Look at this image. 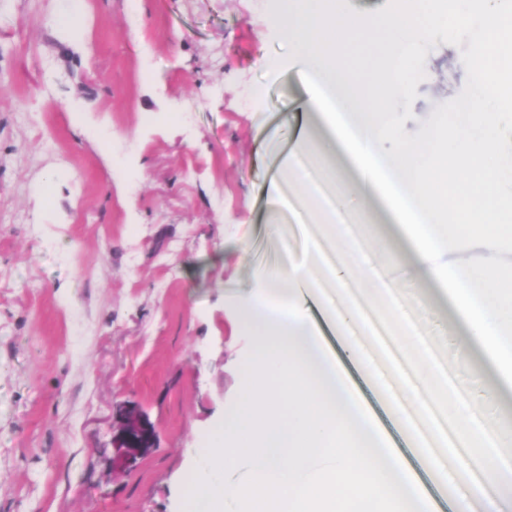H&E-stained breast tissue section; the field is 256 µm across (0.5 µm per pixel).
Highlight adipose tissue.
<instances>
[{
	"label": "adipose tissue",
	"mask_w": 512,
	"mask_h": 512,
	"mask_svg": "<svg viewBox=\"0 0 512 512\" xmlns=\"http://www.w3.org/2000/svg\"><path fill=\"white\" fill-rule=\"evenodd\" d=\"M491 29L489 58L465 59L468 69L497 81L512 65V0H483ZM441 23L431 11L394 10L379 28L359 19L351 0H279L273 24L305 78L307 104L321 113L324 136L313 151L342 149L356 178L325 192L307 172L302 152L288 159V178L308 198L315 227L303 230L305 257L257 277L247 328L257 337L245 386L224 421L213 425L201 468L183 483L186 512H349L359 500L386 502L391 512H429L403 452L377 432L357 394L313 323L322 305L330 323L350 338L363 320L351 282H381L358 238L337 217L357 194L382 197L410 253L414 271L449 300L463 330L458 352H481L499 387L512 393V290L497 275L512 266V113L466 96L458 109L468 123L444 113L434 137L407 139L394 106L405 83L393 76L417 57ZM400 352L395 425H428L445 447L512 453V425L485 427L396 302L385 301ZM454 400L452 430L437 419L439 403ZM248 463L249 480L233 472Z\"/></svg>",
	"instance_id": "obj_1"
}]
</instances>
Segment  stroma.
Instances as JSON below:
<instances>
[{"instance_id":"1","label":"stroma","mask_w":512,"mask_h":512,"mask_svg":"<svg viewBox=\"0 0 512 512\" xmlns=\"http://www.w3.org/2000/svg\"><path fill=\"white\" fill-rule=\"evenodd\" d=\"M62 2L0 0V512H184L183 476L247 381L256 276L301 255L305 213L271 197L312 130L306 90L269 24L275 0H145L135 21L128 0H85L79 38L55 22ZM437 6L445 32L400 109L415 139L485 83L462 64L489 47L482 0ZM366 255L407 312L427 300L414 324L486 422L512 415L400 247ZM314 321L439 512H512L481 447L439 487L388 416L392 377ZM120 402L158 430L128 474L112 470Z\"/></svg>"}]
</instances>
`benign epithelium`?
<instances>
[{
    "label": "benign epithelium",
    "instance_id": "obj_1",
    "mask_svg": "<svg viewBox=\"0 0 512 512\" xmlns=\"http://www.w3.org/2000/svg\"><path fill=\"white\" fill-rule=\"evenodd\" d=\"M157 441L155 425L137 406L124 403L112 408V468L133 471Z\"/></svg>",
    "mask_w": 512,
    "mask_h": 512
}]
</instances>
